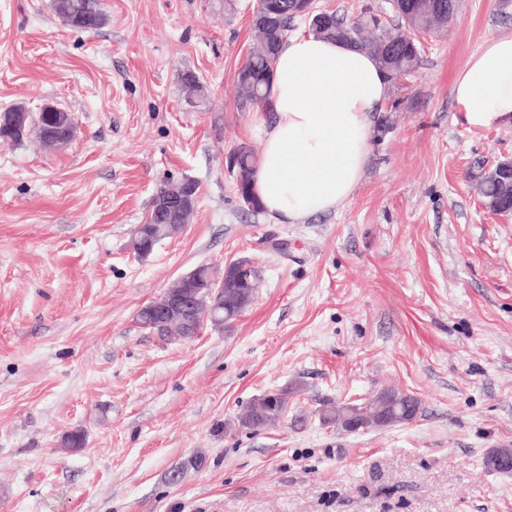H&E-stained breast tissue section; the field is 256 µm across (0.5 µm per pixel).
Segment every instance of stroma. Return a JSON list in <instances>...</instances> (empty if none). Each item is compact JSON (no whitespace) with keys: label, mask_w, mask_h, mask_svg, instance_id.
Instances as JSON below:
<instances>
[{"label":"stroma","mask_w":512,"mask_h":512,"mask_svg":"<svg viewBox=\"0 0 512 512\" xmlns=\"http://www.w3.org/2000/svg\"><path fill=\"white\" fill-rule=\"evenodd\" d=\"M101 3L104 25L81 32L52 0H0V113L51 104L78 122L59 151L33 133L0 144V512H512V472L484 465L512 448V214L477 189L512 159V124L469 125L453 93L512 34V0H461L422 36L361 182L301 224L249 211L224 166L272 118L235 94L258 0ZM317 5L398 24L389 0ZM185 177V230L139 259L154 194ZM240 258L255 299L223 329L166 344L138 324L187 272ZM283 388L281 419L240 427ZM384 390L417 397V418L322 423ZM193 455L204 466L171 483Z\"/></svg>","instance_id":"stroma-1"}]
</instances>
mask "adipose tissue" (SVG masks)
I'll use <instances>...</instances> for the list:
<instances>
[{
    "mask_svg": "<svg viewBox=\"0 0 512 512\" xmlns=\"http://www.w3.org/2000/svg\"><path fill=\"white\" fill-rule=\"evenodd\" d=\"M389 80L377 60L342 40L287 38L277 54L273 120L265 132L256 191L268 217L299 224L335 210L360 183L373 113ZM469 124L512 122V35L487 40L454 79Z\"/></svg>",
    "mask_w": 512,
    "mask_h": 512,
    "instance_id": "adipose-tissue-1",
    "label": "adipose tissue"
}]
</instances>
